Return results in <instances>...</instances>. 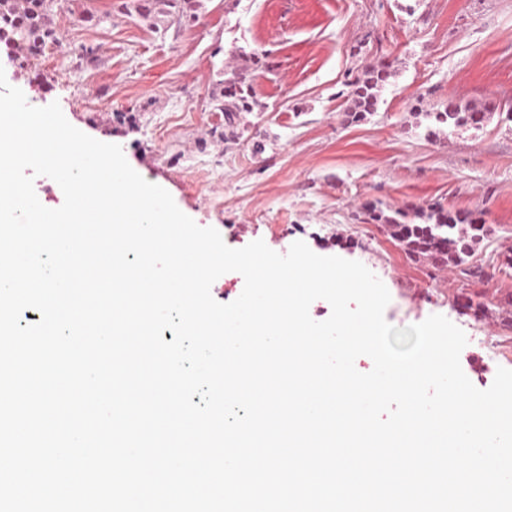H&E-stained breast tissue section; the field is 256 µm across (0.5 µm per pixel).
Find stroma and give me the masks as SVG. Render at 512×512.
I'll return each instance as SVG.
<instances>
[{
	"mask_svg": "<svg viewBox=\"0 0 512 512\" xmlns=\"http://www.w3.org/2000/svg\"><path fill=\"white\" fill-rule=\"evenodd\" d=\"M132 3L54 0L60 46L34 75L0 43L8 83L121 146L138 174L227 246L260 239L284 254L302 241L378 277L391 325L445 316L467 337L460 363L475 387L512 369V0H203L195 25L165 29ZM90 44L91 62L79 56ZM241 50L266 53L273 70L255 72L259 106L226 140L211 91ZM368 66L389 79L376 112L354 122L344 91ZM451 98L490 115L428 137L427 113ZM368 201L470 211L493 231L464 274L357 220Z\"/></svg>",
	"mask_w": 512,
	"mask_h": 512,
	"instance_id": "35a3bbf8",
	"label": "stroma"
}]
</instances>
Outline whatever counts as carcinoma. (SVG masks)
Returning a JSON list of instances; mask_svg holds the SVG:
<instances>
[{"label":"carcinoma","instance_id":"obj_1","mask_svg":"<svg viewBox=\"0 0 512 512\" xmlns=\"http://www.w3.org/2000/svg\"><path fill=\"white\" fill-rule=\"evenodd\" d=\"M50 0H0V42L4 41L22 52L31 53L59 42L56 31L47 24ZM202 0H137L135 9L144 18L156 21L164 17L170 24L189 25L198 19ZM251 65L242 69L220 73L211 95L212 109L224 113L228 128L236 125L243 112H251L257 106L255 90L250 80L254 70H267L266 55H250ZM387 79V73L379 67H369L363 75L349 83L351 121L357 122L377 109L378 93ZM429 119L428 133L436 135L443 126H476L482 123L483 113L466 108L448 99L438 112L426 113ZM367 220L384 224L391 236L405 244L411 253L430 257L439 265L463 263L465 251L460 239L452 231L457 224H471L467 212H452L435 206L412 213L393 210L389 213L374 203L365 206Z\"/></svg>","mask_w":512,"mask_h":512}]
</instances>
